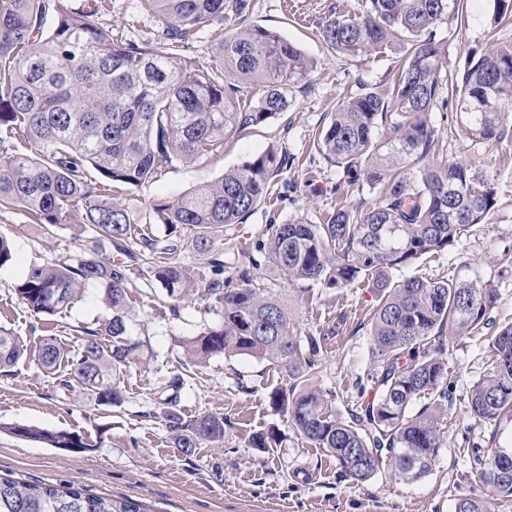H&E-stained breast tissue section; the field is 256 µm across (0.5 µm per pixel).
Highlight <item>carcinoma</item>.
I'll return each mask as SVG.
<instances>
[{"mask_svg":"<svg viewBox=\"0 0 512 512\" xmlns=\"http://www.w3.org/2000/svg\"><path fill=\"white\" fill-rule=\"evenodd\" d=\"M110 0H0V210L24 208L29 223L45 233L80 216L81 253L59 263L35 264L15 288L18 301L35 314L67 310L88 284L106 288L112 317L85 330L76 348L44 341L38 365L70 367L72 380L97 404L121 403L117 374L140 359L128 337L133 307L130 268L99 256L115 250L137 255L192 249L207 256L210 275L201 281L186 268L160 261L154 277L169 309L197 295L222 312L218 328H206L183 343L196 363L222 355L247 356L275 365L286 377L273 405L304 439L325 449L344 475L371 479L387 461L394 477L416 480L431 469L444 446L440 419L448 412V337L486 330L491 368L476 381L468 400L472 418L512 421V323L496 325V289L480 282L411 276L392 281L394 268L412 265L457 244L496 204L491 180L476 165L492 161L512 141V41L468 52L451 95L458 97L459 136L477 155L448 163L430 161L436 130L430 114L444 101L440 80L445 46L434 28L449 19L465 21L464 0H369L354 19L327 20L319 31L326 47L348 56L403 41L402 56L383 96L369 84L336 106L317 143L349 184L380 190L364 209H338L325 224L301 219L266 225L256 253H224V229L244 223L287 171V152L268 147L242 166L179 199L159 206L168 226L165 243L132 227L112 193L158 176L160 164H192L224 151V139L288 111L292 92L310 86L317 62L278 32L249 22L250 0H142L163 23L147 43L115 39L100 23ZM233 22L217 44L211 64L183 55L205 27ZM512 22V0H494L488 18L497 28ZM258 86L257 103L244 89ZM496 111L479 109L480 99ZM395 138L383 144L379 128ZM24 141L35 155L12 151ZM416 168L415 180L401 169ZM198 229L187 234L188 227ZM270 266L292 281L344 288L373 282L377 304L370 319L371 359L366 381L373 398L345 419L329 408L310 382L301 340L277 294L254 284L256 271ZM106 336L103 343L100 336ZM19 337L0 327V368L24 355ZM430 402L415 403L423 396ZM176 447L185 455L201 442L224 440V414L186 421L166 415ZM18 437L52 448L83 452L92 444L81 434L8 427ZM471 466L496 496L512 501V448L491 454L471 447ZM0 512H141L140 504L91 494L71 483L46 485L0 477ZM455 512H487L478 498L457 499Z\"/></svg>","mask_w":512,"mask_h":512,"instance_id":"carcinoma-1","label":"carcinoma"}]
</instances>
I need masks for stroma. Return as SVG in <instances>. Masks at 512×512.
<instances>
[{
    "mask_svg": "<svg viewBox=\"0 0 512 512\" xmlns=\"http://www.w3.org/2000/svg\"><path fill=\"white\" fill-rule=\"evenodd\" d=\"M465 4L466 26L449 20L436 28L437 41L447 48L443 70L451 77L462 68L468 50L484 49L500 37L512 39V27L494 32L486 22L493 0H465ZM252 5L253 24L280 32L317 61L311 89L294 93L288 112L253 126L245 136L226 139L220 156L191 165L164 163L154 181L124 187L120 203L135 228L150 236L167 234L158 204L220 179L226 170L242 166L272 145L289 153L293 164L257 212L226 231L224 245L231 251H254L266 225L296 218L323 224L339 208L377 201L375 193L341 185L340 172L324 159L317 136L337 102L358 82L387 91L399 46L355 57L328 51L318 36L319 25L332 15L361 16L365 0H252ZM101 23L113 37L138 42L152 39L161 26L155 15L142 9L141 0H112ZM456 110L451 100L430 114L439 133L436 159L464 155L462 142L447 134ZM486 173L494 183L496 204L485 220L458 245L401 268L393 277L417 275L490 285L499 294L492 315L496 323L505 325L512 323V142L502 146ZM77 232L70 223L45 235L29 224L23 210L0 211V236L10 242L13 252L11 262L0 268V327L13 331L28 350L14 367L0 369L1 476L72 483L92 494L131 499L145 512H454L460 496L487 498V488L471 467L468 446L474 442L484 447L492 439L512 446V421L494 429L475 421L468 411L472 386L488 369L487 341L482 336L450 340L452 402L441 425L445 445L430 471L408 483L394 482L385 467L366 482L347 480L333 457L303 439L274 408L271 392L283 385L284 378L268 363L218 356L204 365H191L183 355V341L205 328L220 327L222 315L197 297L186 300L179 314H171L154 279L155 262L147 256L131 266L129 296L135 314L129 335L139 343L142 359L119 375L122 403L99 405L67 390L62 382L68 366L46 372L33 354L48 337L78 346L85 329L98 328L110 318L103 286L85 288L71 308L54 317L33 314L19 303L14 289L33 264L76 255ZM255 284L275 289L299 336L320 337V349L310 360L315 382L327 392L336 415L347 416L370 398L363 383L370 364L367 321L376 302L367 282L346 288L290 283L264 267L257 271ZM178 375L185 384L175 392L168 383ZM172 395L178 398L175 410L184 420L223 414V441L202 443L192 455H183L162 416L161 404ZM15 423L80 432L92 449L70 453L18 438L6 430ZM271 429L277 433L276 444L252 447L256 433Z\"/></svg>",
    "mask_w": 512,
    "mask_h": 512,
    "instance_id": "stroma-1",
    "label": "stroma"
}]
</instances>
